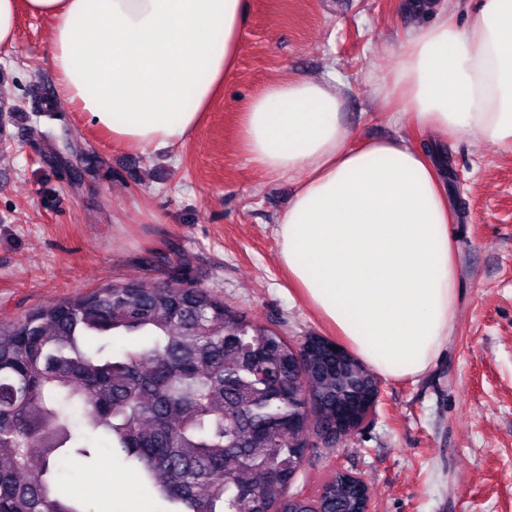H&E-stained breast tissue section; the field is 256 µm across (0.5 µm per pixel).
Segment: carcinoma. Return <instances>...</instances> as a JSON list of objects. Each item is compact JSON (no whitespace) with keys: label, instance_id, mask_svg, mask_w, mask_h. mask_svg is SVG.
Masks as SVG:
<instances>
[{"label":"carcinoma","instance_id":"cac0c4a2","mask_svg":"<svg viewBox=\"0 0 512 512\" xmlns=\"http://www.w3.org/2000/svg\"><path fill=\"white\" fill-rule=\"evenodd\" d=\"M42 163L77 190L99 161L73 165L40 130ZM273 329L195 285L128 280L48 302L0 325V512H84L62 472L115 448L164 512H340L357 501L335 473L291 491L305 435L370 385L355 357L298 374ZM319 400L307 417L297 383Z\"/></svg>","mask_w":512,"mask_h":512}]
</instances>
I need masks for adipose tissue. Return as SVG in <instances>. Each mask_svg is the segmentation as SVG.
<instances>
[{"label": "adipose tissue", "instance_id": "ef3b65f1", "mask_svg": "<svg viewBox=\"0 0 512 512\" xmlns=\"http://www.w3.org/2000/svg\"><path fill=\"white\" fill-rule=\"evenodd\" d=\"M248 0H0V49L18 16L52 21L57 98L113 143L172 148L200 129L237 65ZM377 100L427 136L465 134L512 153V0H483L466 23L447 11L421 25L381 77ZM340 79L294 77L248 101L241 143L273 177H296L274 234L301 300L389 380H417L454 331L459 267L445 181L409 139L354 146ZM112 512H156L139 476L115 463Z\"/></svg>", "mask_w": 512, "mask_h": 512}]
</instances>
